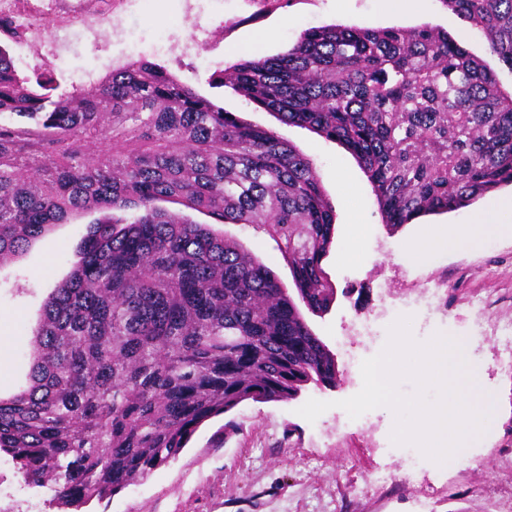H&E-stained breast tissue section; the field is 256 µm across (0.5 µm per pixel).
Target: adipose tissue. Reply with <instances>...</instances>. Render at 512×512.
<instances>
[{"label":"adipose tissue","instance_id":"1","mask_svg":"<svg viewBox=\"0 0 512 512\" xmlns=\"http://www.w3.org/2000/svg\"><path fill=\"white\" fill-rule=\"evenodd\" d=\"M501 226L488 215L473 224H460L445 229L436 228L422 236L402 242V256L418 264L428 263L439 251H459L478 246L486 237L500 231Z\"/></svg>","mask_w":512,"mask_h":512}]
</instances>
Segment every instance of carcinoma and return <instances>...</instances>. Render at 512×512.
Here are the masks:
<instances>
[{"instance_id":"1","label":"carcinoma","mask_w":512,"mask_h":512,"mask_svg":"<svg viewBox=\"0 0 512 512\" xmlns=\"http://www.w3.org/2000/svg\"><path fill=\"white\" fill-rule=\"evenodd\" d=\"M445 2L512 68V0ZM53 73H20L0 45V265L75 213L111 216L90 225L43 304L29 384L0 397V453L27 486L78 510L245 400L336 385L304 315L336 298L322 266L335 209L294 145L156 63L61 93ZM216 82L342 145L392 227L512 183V93L429 24L310 28ZM163 202L266 232L296 295L240 243Z\"/></svg>"}]
</instances>
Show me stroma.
<instances>
[{
    "label": "stroma",
    "instance_id": "1",
    "mask_svg": "<svg viewBox=\"0 0 512 512\" xmlns=\"http://www.w3.org/2000/svg\"><path fill=\"white\" fill-rule=\"evenodd\" d=\"M99 12L54 30L26 29L10 41L17 69L32 73L52 63L61 89L93 83L132 61V48L161 65L225 110L274 131L309 158L336 212L333 243L323 267L336 287L329 311L308 315L313 332L335 354L343 372L336 387L304 385L285 401L246 400L203 423L187 447L167 464L89 512H512V358L503 354L496 325L512 324V236L472 251L448 254L428 266L397 261L405 239L425 230L469 224L495 200L512 195L504 185L453 211L427 215L394 228L384 223L374 188L340 144L288 126L213 78L257 44L271 56L291 47L306 29L330 24L370 29L438 26L486 61L500 87L512 91V69L491 53L484 36L448 9L444 0L386 12L378 0H97ZM55 48L43 59L32 36ZM98 211L75 214L0 266V395L25 383L33 331L50 292L65 280L74 252ZM218 232L240 242L282 280L290 274L276 242L265 232L221 224ZM361 235L369 253L348 258L346 240ZM411 319L420 342L435 334L470 336L469 362L496 415L488 433L473 440L466 457L437 469L419 451L391 441L393 413L370 410L350 418L338 403L361 389L349 363L377 355L398 316ZM330 402L315 422L297 410L308 400ZM51 493L27 487L10 458L0 454V512H54Z\"/></svg>",
    "mask_w": 512,
    "mask_h": 512
}]
</instances>
